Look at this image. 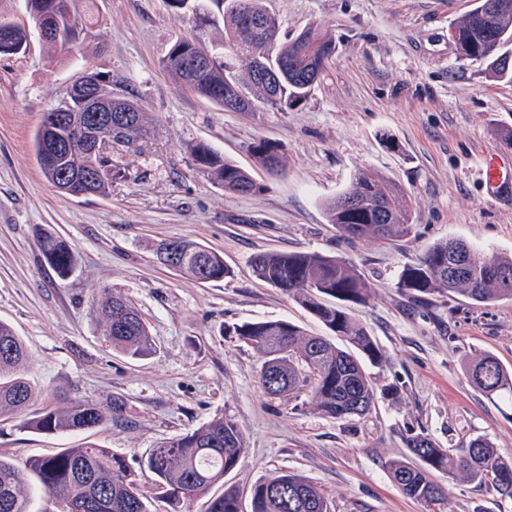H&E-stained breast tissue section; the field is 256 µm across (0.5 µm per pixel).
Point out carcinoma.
Listing matches in <instances>:
<instances>
[{"label":"carcinoma","instance_id":"1","mask_svg":"<svg viewBox=\"0 0 512 512\" xmlns=\"http://www.w3.org/2000/svg\"><path fill=\"white\" fill-rule=\"evenodd\" d=\"M57 18L61 36L45 40L50 46H75L87 32L85 20L63 0ZM224 9V38L208 47L210 60L196 65L197 46L205 45L203 28L208 13L197 0H168L181 13L193 5L192 33L175 41L161 59V68L182 86L228 112H246L262 103L278 111L295 109L308 97L336 51L333 37L320 26H311L285 41L279 40V23L266 0H213ZM489 0L477 6L457 24L459 39L474 44V59L487 64L495 78L512 80V65L501 63L502 48L512 42V8L487 12ZM270 49L276 70L262 72L250 67L254 51ZM244 65V74L233 70L224 54ZM101 102L112 107V124L98 128L101 140L124 146L137 139L147 113L134 96H116L112 86L96 75ZM76 98L64 92L52 109L43 113L34 134L38 162H43L51 141L62 146L58 165L44 167L46 179L65 197L102 196L112 184L127 180V168L112 153L102 156L99 170L87 169L85 149L70 142L71 125L83 119L75 111ZM256 164L278 171L285 162L276 143L259 140L247 147ZM197 170L219 182L224 189L251 195L260 191L252 173L204 143L190 147ZM326 220L346 239L385 240L409 233L410 224L400 201V190L367 171L355 174L351 186L324 204ZM42 252L58 276L75 267L73 248L47 232ZM162 263L204 283L219 282L232 274L217 251L197 242L169 239L157 246ZM253 273L279 289L304 308L329 332L309 335L297 324L279 319L246 322L233 328L239 340L263 354L259 372L262 388L270 395L292 393L311 386L312 404L332 419L363 415L375 402V388L366 364H379V347L366 327L353 315L351 306L366 303L371 285L353 265L319 252L260 253L251 258ZM398 290L418 298L455 294L475 303L512 301V257L478 256L460 240H440L429 245L405 266L396 283ZM94 318L103 328L112 349L131 358L153 350L147 322L125 297L110 289L92 304ZM29 350L13 327L0 321V421L43 434L89 432L123 414L124 402L108 405L76 400L64 409L47 404L35 416L26 414L35 387L24 375ZM471 385L489 396H512V369L495 356L483 354L467 366ZM408 454L389 463V475L403 494L430 503L445 498V489L430 480L432 472L456 474L479 484L490 479L497 490L512 497V459L477 437L455 457L427 434L406 442ZM244 441L236 425L218 418L191 432L177 435L152 449L142 461L155 477L159 498L181 512L182 505L208 494L241 462ZM40 491L56 512H152V502L140 490L125 458L102 445L87 442L44 457L15 461L0 458V512H31L32 495ZM207 512H241L238 490L230 485L213 498ZM250 512H331L322 491L298 474L275 473L251 489Z\"/></svg>","mask_w":512,"mask_h":512}]
</instances>
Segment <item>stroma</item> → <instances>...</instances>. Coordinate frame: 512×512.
<instances>
[{
  "instance_id": "obj_1",
  "label": "stroma",
  "mask_w": 512,
  "mask_h": 512,
  "mask_svg": "<svg viewBox=\"0 0 512 512\" xmlns=\"http://www.w3.org/2000/svg\"><path fill=\"white\" fill-rule=\"evenodd\" d=\"M281 34L322 25L336 53L297 109L260 105L227 112L183 88L160 67L189 35V17L165 0H75L93 26L70 49L31 36L0 56V319L29 347L25 372L38 393L30 413L56 391V406L118 398L122 420L95 434L46 435L0 422V457L21 460L93 441L125 457L145 492L154 477L141 462L156 446L217 419L231 420L246 454L226 477L249 497L276 471L303 475L332 512H512L492 482L437 474L447 498L405 496L388 465L409 437L430 435L451 454L475 437L512 458V399L490 397L465 376L475 355L512 367V302L476 304L457 295L416 299L395 283L407 264L442 239L512 256V203L489 197L482 157L512 155V81L461 58L450 34L475 0H266ZM89 69L113 92L136 95L149 120L137 141L116 149L128 178L104 196L66 198L45 179L33 135L76 74ZM280 145L286 169L260 175L252 195L224 190L187 152L205 143L237 164L249 143ZM371 170L401 189L408 235L349 242L323 205ZM69 242L76 268L60 278L40 248L44 232ZM166 238L208 245L232 278L201 283L160 263ZM317 251L351 262L372 285L355 316L375 337L368 367L377 397L362 416L328 418L309 389L267 395L260 351L231 335L245 322L287 319L312 334L324 326L278 289L254 278L258 253ZM140 310L154 341L133 360L105 342L91 305L104 289Z\"/></svg>"
}]
</instances>
